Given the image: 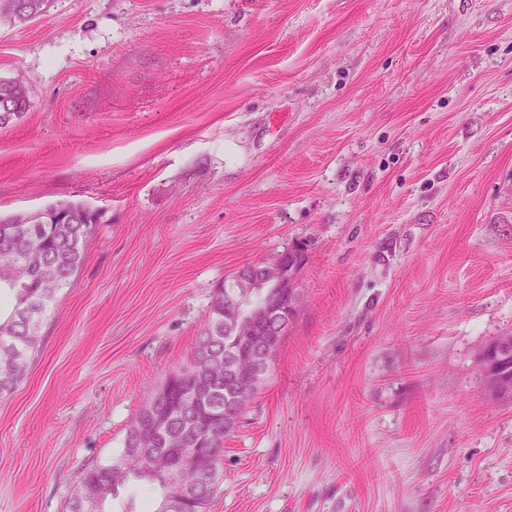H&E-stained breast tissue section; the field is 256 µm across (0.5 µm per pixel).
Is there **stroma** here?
<instances>
[{
    "mask_svg": "<svg viewBox=\"0 0 512 512\" xmlns=\"http://www.w3.org/2000/svg\"><path fill=\"white\" fill-rule=\"evenodd\" d=\"M0 216L100 209L0 401V512H64L225 276L301 305L210 512H512V0H55L0 26ZM16 86L22 89V92L25 95L23 98L15 97L14 89ZM6 93L10 95V109L7 111L9 116L15 112H21L19 114L22 116L30 107L29 103H27L29 98L25 84L20 78L0 79V128L7 127L13 122L12 119H9V116L7 119H4L3 117L4 125L2 127V115L6 111L5 106H3V97H6ZM480 358L486 374L492 376L497 390L512 391V380L503 370L512 364V337L503 336L491 341L483 347ZM478 358V364L481 366Z\"/></svg>",
    "mask_w": 512,
    "mask_h": 512,
    "instance_id": "obj_1",
    "label": "stroma"
}]
</instances>
